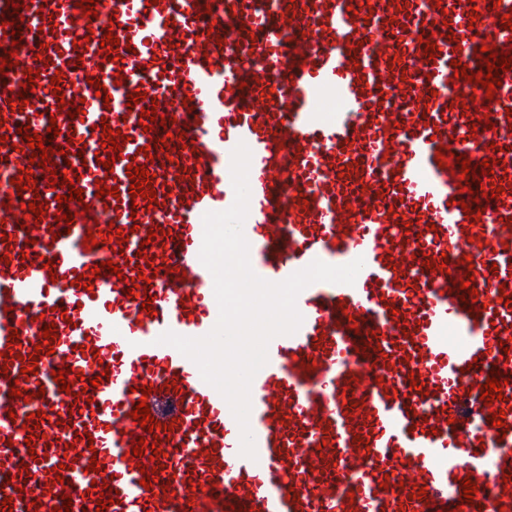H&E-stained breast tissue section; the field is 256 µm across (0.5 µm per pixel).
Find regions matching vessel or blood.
Returning a JSON list of instances; mask_svg holds the SVG:
<instances>
[{
    "instance_id": "1",
    "label": "vessel or blood",
    "mask_w": 512,
    "mask_h": 512,
    "mask_svg": "<svg viewBox=\"0 0 512 512\" xmlns=\"http://www.w3.org/2000/svg\"><path fill=\"white\" fill-rule=\"evenodd\" d=\"M12 3L0 0V57L12 59L0 84V512H53L67 498L70 512H96L100 475L119 498L107 512H512V70L490 93L454 69L485 71L487 46L512 52L502 24L512 0ZM11 25L39 52L13 51ZM108 31L121 44L115 61L102 46ZM58 73L83 118L60 110ZM151 108L147 131L140 113ZM53 123V168L83 190L66 234L20 133L43 136ZM107 128L128 137L108 170ZM241 143L257 276L277 283L316 260L365 261L354 285L304 289L301 326L270 341L250 389L253 460L196 364L156 342L168 330L205 336L218 321L199 259L202 218L233 205ZM466 159L493 171L463 174ZM130 164L153 174L156 204L132 198ZM24 171L34 186L20 192L13 179ZM100 180L118 195L97 196ZM471 196L485 204L476 222L461 208ZM110 226L128 241L86 246L88 231ZM106 260L118 274L95 272ZM469 272L472 312L458 286ZM48 324L54 351L34 359ZM64 368L66 392L53 377ZM497 371L507 383L488 406L481 386ZM141 400L157 434L131 417ZM35 412L39 426L25 429ZM135 434L145 442L137 461ZM467 480L477 486L469 503Z\"/></svg>"
}]
</instances>
